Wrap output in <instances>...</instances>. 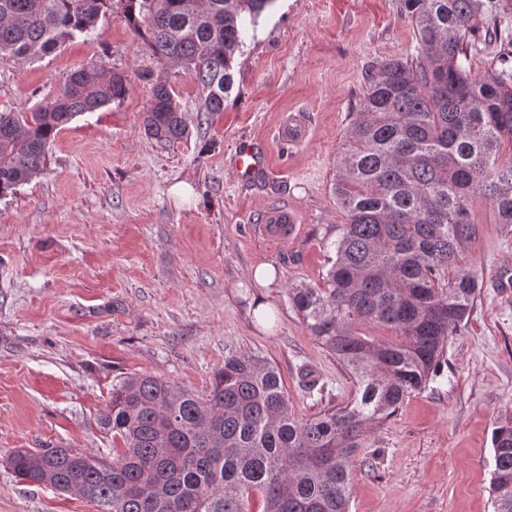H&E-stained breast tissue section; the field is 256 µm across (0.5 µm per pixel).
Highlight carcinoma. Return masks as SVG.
<instances>
[{
    "instance_id": "1",
    "label": "carcinoma",
    "mask_w": 512,
    "mask_h": 512,
    "mask_svg": "<svg viewBox=\"0 0 512 512\" xmlns=\"http://www.w3.org/2000/svg\"><path fill=\"white\" fill-rule=\"evenodd\" d=\"M420 57L379 62L336 156L332 192L345 224L326 287L288 299L312 336L348 369L354 398L294 416L275 365L230 354L204 393L141 374L112 386L99 416L121 447L112 456L56 446L20 448L21 479L77 493L97 512H350L356 455L370 429L439 374L447 343L473 314L478 280L461 266L487 204L512 235V52L476 74L468 47L484 21L500 25L512 0H404ZM127 20L159 61L200 84V111H224L236 54L271 0H123ZM112 0H0V54L34 61L88 37ZM129 92L126 76L94 66L29 112H0V196L44 170L74 118ZM144 132L187 136L163 82L153 85ZM388 327L396 336L370 333ZM494 512H512V412L492 436Z\"/></svg>"
}]
</instances>
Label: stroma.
Here are the masks:
<instances>
[{
	"mask_svg": "<svg viewBox=\"0 0 512 512\" xmlns=\"http://www.w3.org/2000/svg\"><path fill=\"white\" fill-rule=\"evenodd\" d=\"M404 0H272L235 58L223 112L199 110L182 67L144 51L119 0L88 37L39 61L0 55V111L26 112L66 76L95 65L127 76L129 93L73 119L44 171L0 198V512H96L74 494L17 479L19 448L63 444L103 454L98 421L113 384L152 374L206 390L228 354L275 364L292 411L310 418L349 402L345 366L288 300L295 285H323L345 217L332 183L336 154L379 61L420 54ZM173 89L187 139L144 132L155 82ZM307 137L282 145L290 113ZM260 164L235 176L239 150ZM272 204L298 216L287 241L256 237ZM463 267L481 295L450 340L437 378L364 439L351 512H493L492 431L512 411V236L489 206ZM272 266L261 287L253 269ZM267 303L257 319L254 297Z\"/></svg>",
	"mask_w": 512,
	"mask_h": 512,
	"instance_id": "1",
	"label": "stroma"
}]
</instances>
